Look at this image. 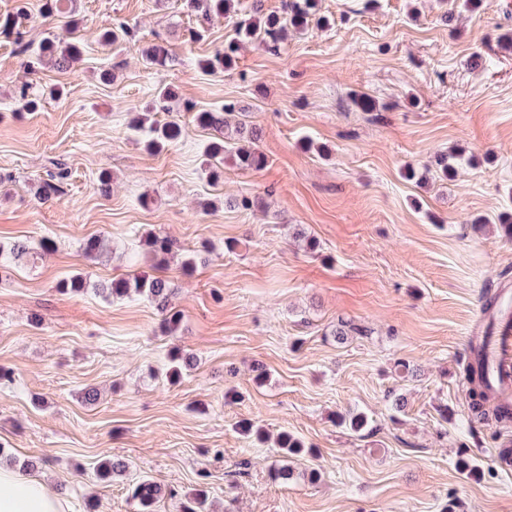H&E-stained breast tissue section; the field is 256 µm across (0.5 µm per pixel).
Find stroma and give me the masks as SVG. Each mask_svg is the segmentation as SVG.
Masks as SVG:
<instances>
[{
  "instance_id": "1",
  "label": "stroma",
  "mask_w": 512,
  "mask_h": 512,
  "mask_svg": "<svg viewBox=\"0 0 512 512\" xmlns=\"http://www.w3.org/2000/svg\"><path fill=\"white\" fill-rule=\"evenodd\" d=\"M253 2L205 22L184 0H76L70 20L43 16L42 0H0V16L27 6L18 29L0 31V247L33 249L0 283V366L14 373L0 386V456L45 478L70 512L90 501L137 512L135 476L174 489L155 512L198 489L214 512H443L452 499L512 512V468L496 460L512 424L470 423L462 377L485 292L512 285V240L495 222L512 214V0H479L449 25L434 0H319L328 25L253 39L231 69L202 70L241 20L283 12L284 0ZM118 21L129 37L102 46ZM71 28L76 66L27 68L21 43ZM157 43L168 59L153 69L142 52ZM162 84L177 92L165 112ZM25 85L42 97L37 111L11 107ZM230 104L267 164H225L215 182L200 167L215 133L195 116ZM144 110L178 121L179 142L145 150L129 128ZM456 146L464 159L438 176L436 156ZM60 165L61 194L38 199ZM243 196L250 209L227 207ZM479 216L489 225L473 226ZM152 234L178 245L165 267L147 253ZM92 236L104 248L90 260ZM76 272L88 290L60 293ZM134 276L170 282L176 335L143 296L101 294ZM342 320L364 335L337 342ZM175 347L193 364L172 384ZM349 412L367 426L339 425ZM284 431L316 453L287 481L273 471ZM463 453L477 478L460 475ZM108 457L127 474L98 480ZM315 461L312 483L303 472Z\"/></svg>"
}]
</instances>
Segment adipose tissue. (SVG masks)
Returning <instances> with one entry per match:
<instances>
[{
    "mask_svg": "<svg viewBox=\"0 0 512 512\" xmlns=\"http://www.w3.org/2000/svg\"><path fill=\"white\" fill-rule=\"evenodd\" d=\"M0 512H69L64 500L39 477L0 465Z\"/></svg>",
    "mask_w": 512,
    "mask_h": 512,
    "instance_id": "ef3b65f1",
    "label": "adipose tissue"
}]
</instances>
